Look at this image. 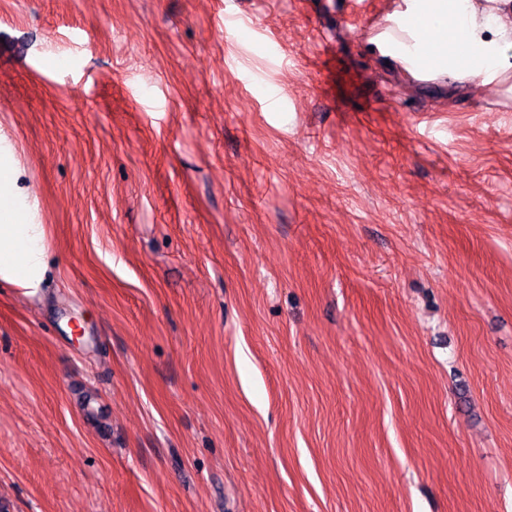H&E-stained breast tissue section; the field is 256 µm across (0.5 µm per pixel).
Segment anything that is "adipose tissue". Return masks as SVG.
I'll return each instance as SVG.
<instances>
[{
  "label": "adipose tissue",
  "instance_id": "obj_1",
  "mask_svg": "<svg viewBox=\"0 0 512 512\" xmlns=\"http://www.w3.org/2000/svg\"><path fill=\"white\" fill-rule=\"evenodd\" d=\"M383 31L368 40L410 78L455 94L471 85L512 82V0H400ZM12 144L0 135V280L34 296L53 280L46 227L19 184Z\"/></svg>",
  "mask_w": 512,
  "mask_h": 512
}]
</instances>
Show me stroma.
<instances>
[{"label":"stroma","mask_w":512,"mask_h":512,"mask_svg":"<svg viewBox=\"0 0 512 512\" xmlns=\"http://www.w3.org/2000/svg\"><path fill=\"white\" fill-rule=\"evenodd\" d=\"M395 6L0 0V512H512V93ZM19 176L13 146L0 133V280L36 296L53 280V257L45 224Z\"/></svg>","instance_id":"1"}]
</instances>
